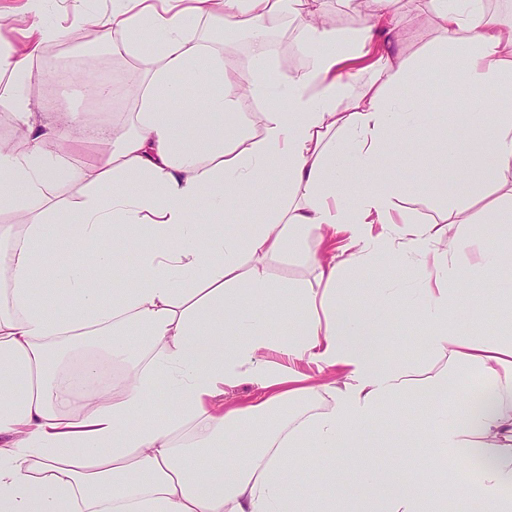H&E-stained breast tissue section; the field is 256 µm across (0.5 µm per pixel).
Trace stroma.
Masks as SVG:
<instances>
[{"label":"stroma","mask_w":512,"mask_h":512,"mask_svg":"<svg viewBox=\"0 0 512 512\" xmlns=\"http://www.w3.org/2000/svg\"><path fill=\"white\" fill-rule=\"evenodd\" d=\"M115 6V0H82L77 7L73 6L72 0H42L39 11L33 12L27 7V0H0V13L6 18L5 25L0 26V51L18 47L22 31L31 26L57 25L64 29L63 36L43 44L39 56L31 62L32 76L25 92L36 106L46 112H95L96 103L91 101L89 91L81 90L79 82L65 78L46 84L43 61L45 55L51 53L59 58L80 57L88 47L87 41L77 36L85 27L84 15L106 16ZM395 10L400 18L396 49L415 66L410 81L401 88L400 94L412 97L418 94V84L431 67L430 55L439 50L438 23L430 8L413 10L408 0H397ZM298 43L293 22H285L266 52L281 77L306 67V59L290 54ZM156 58L154 43L150 40L143 42L133 54L102 50L100 59L111 69L112 81L120 89L109 121L123 122L128 113L137 110L138 98L131 90L138 87L154 68ZM440 178V171L429 167L419 156L416 142L409 141L404 144L399 160L377 157L370 171L353 173L350 182L357 195L395 182L406 183V192L396 200L398 208L417 224H444L449 236L460 237L459 246L448 255L461 282L467 286L458 313L459 329L477 343L500 347L512 345V327L502 324L496 316L499 302L512 298V275L486 270L487 257L492 250L512 247V225L482 219L473 224L470 231L459 233L457 225L447 224V204L434 190ZM347 244L342 235L322 242L312 236L302 239L287 258L268 266L267 281L273 293H280L284 288L322 292L325 284L320 281L310 256L320 250L326 251L334 256L337 266L338 308L361 315L381 303L390 313L380 338L383 353L409 379V388L397 400L396 411L414 415L430 412L432 402L426 399L425 393L439 379L447 380L455 392L468 395L472 387L468 369L456 363L450 354L431 351L425 343L428 326L420 312L424 299L418 290L419 260L403 261V248L396 243L387 255L354 266L347 261ZM386 288L391 289V296H383L382 291ZM368 434L372 437L386 434L391 439L390 447L361 451L362 457L380 471L403 481H414L420 477L423 467L433 464L432 449L417 446L413 438L399 436L387 422L371 423Z\"/></svg>","instance_id":"35a3bbf8"}]
</instances>
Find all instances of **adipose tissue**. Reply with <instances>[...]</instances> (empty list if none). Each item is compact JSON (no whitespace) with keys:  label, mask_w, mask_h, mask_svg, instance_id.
<instances>
[{"label":"adipose tissue","mask_w":512,"mask_h":512,"mask_svg":"<svg viewBox=\"0 0 512 512\" xmlns=\"http://www.w3.org/2000/svg\"><path fill=\"white\" fill-rule=\"evenodd\" d=\"M137 10L113 9L100 26L114 51L135 53L153 39L159 64L140 84V107L121 129L105 128L98 154L73 152L87 119L72 112L44 121L22 92L30 62L57 32L31 29L12 53L0 54V96L6 97L21 130V143L0 142V512H336L345 484L370 485L379 475L358 458L357 449L385 447L367 442L369 423L386 416L403 393V374L381 355L378 338L387 314L365 315L336 308V265L320 254L312 262L327 287L316 294L287 289L295 324L287 336L271 332L261 315L270 299L267 266L287 256L309 234L318 239L347 235L352 262L384 253L389 241L372 225L403 224L394 202L400 184L345 203L350 173L367 169L396 131L420 127L424 100L398 94L412 69L392 51V0H346L362 8L365 28L346 36L301 22L302 43L311 48L309 66L288 80L257 57L246 83L224 70L218 55L191 38L205 16L244 18L254 35L283 0H188L187 7L158 11L150 0ZM438 28L455 66L440 61L439 78L473 91L512 92V24L489 13L484 0H434ZM354 44L368 59L370 79L349 110L337 107L348 84L341 74ZM213 86L202 103L173 111L166 101L181 98L185 84ZM271 98L258 135L230 127L247 100ZM475 131L468 149L456 141L429 157L446 177L441 192L452 195L454 221L470 223L469 201L489 197L487 209L499 224L512 223V203L496 200L503 172L512 169V111L485 101L470 116ZM338 172L327 178V170ZM275 185L274 195L252 201L258 183ZM82 183L85 193L64 203L62 192ZM262 220L241 235L223 224L201 222L204 214L243 218L249 206ZM147 228L132 248L148 274L134 287L105 296L86 275L87 266L110 274L123 230ZM444 245L433 270L421 271L426 288L423 314L432 328L428 348L448 350L481 373L486 402L464 406L447 383L428 392L436 406L410 421L423 447L438 458L427 484L389 481L383 498L368 512H444L448 500L481 501L484 512H512V382L501 384V352L463 336L454 324L461 306L447 253L455 247L444 227L420 225L405 233L408 253L426 242ZM78 253L57 272L66 302L51 307L33 287L44 256L63 245ZM193 278L196 291L181 283ZM109 337L105 357L124 364L112 388L100 386L101 360L78 364L82 391H75L63 363L94 337ZM271 350L281 362L260 353ZM308 359L341 368L345 380L332 386L331 411L296 424L274 425V411L316 393L308 376L290 366ZM164 380L171 412L153 414L150 395ZM248 380L260 390L245 406L220 398L227 385ZM246 453H239V446ZM234 454L232 476L204 468L203 455L217 448ZM310 448L321 461L316 482H298L288 462ZM343 448V461L330 449ZM454 459L482 461L473 483L448 481Z\"/></svg>","instance_id":"obj_1"}]
</instances>
